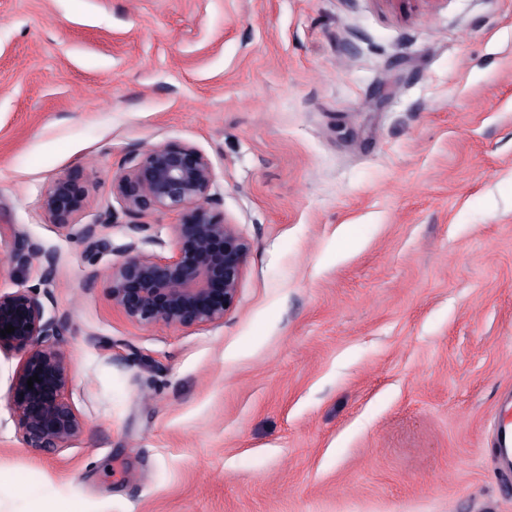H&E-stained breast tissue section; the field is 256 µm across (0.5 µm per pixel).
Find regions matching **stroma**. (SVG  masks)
<instances>
[{
	"mask_svg": "<svg viewBox=\"0 0 512 512\" xmlns=\"http://www.w3.org/2000/svg\"><path fill=\"white\" fill-rule=\"evenodd\" d=\"M210 159L249 244L223 320L113 308L130 150ZM82 173L89 264L41 197ZM58 255L84 433L25 447L0 354V512H512V0H0V251ZM151 401H144L143 393ZM112 210L105 212L104 218L91 224H82L80 239L86 244V252L92 262L100 257L112 254V236L108 233L115 224ZM512 443V401L506 398L502 401L499 408L498 424L496 429L495 444L499 448L500 454L509 461V445ZM41 509L34 512H83L81 505L59 497L52 492H46L40 497Z\"/></svg>",
	"mask_w": 512,
	"mask_h": 512,
	"instance_id": "stroma-1",
	"label": "stroma"
}]
</instances>
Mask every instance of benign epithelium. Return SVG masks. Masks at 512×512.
I'll return each mask as SVG.
<instances>
[{
    "label": "benign epithelium",
    "instance_id": "7a95c632",
    "mask_svg": "<svg viewBox=\"0 0 512 512\" xmlns=\"http://www.w3.org/2000/svg\"><path fill=\"white\" fill-rule=\"evenodd\" d=\"M212 164L197 147L168 143L131 153L128 166L112 180V196L124 212L138 221L124 224L130 242L126 258L110 273L112 307L143 326L191 327L224 318L236 302L244 273L248 243L236 225L213 213ZM87 206L81 174L57 178L41 199L49 223L67 230ZM154 212H173L172 251L168 256L147 252L141 243H156L145 235L150 224L140 218ZM113 213L84 224L80 239L93 262L112 253ZM10 259L35 262L45 285L53 280L58 257L55 251L14 234ZM50 291L22 288L0 292V330L11 325L13 333L0 336V353H18L21 362L14 374L10 405L19 432L29 448H68L84 432V422L66 397L69 364L64 349L66 320L46 314ZM38 376L28 388L27 380Z\"/></svg>",
    "mask_w": 512,
    "mask_h": 512
}]
</instances>
